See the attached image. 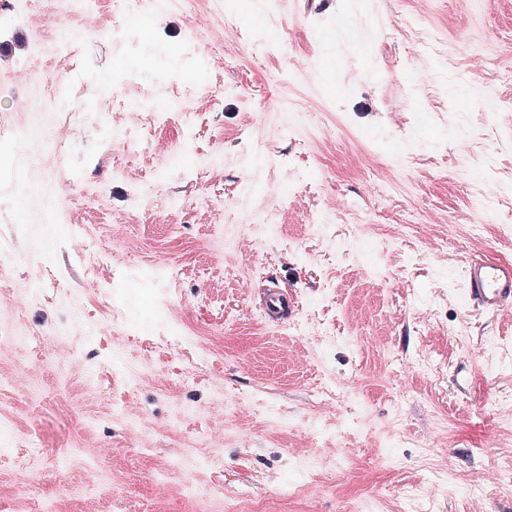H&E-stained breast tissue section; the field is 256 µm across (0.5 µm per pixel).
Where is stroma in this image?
<instances>
[{
	"mask_svg": "<svg viewBox=\"0 0 512 512\" xmlns=\"http://www.w3.org/2000/svg\"><path fill=\"white\" fill-rule=\"evenodd\" d=\"M21 4L0 0V132L55 133V108L16 106L53 76L79 84L72 112L92 111L102 92L161 98L173 82L195 84L196 136L163 127L129 158L119 147L102 154L87 132L76 171L46 158L20 201L0 166V227L18 230L0 259V418L10 447L40 448L31 471L0 467V505L25 512L40 494L55 512H83L54 469L62 450L71 482L109 487L97 512H224L229 493L269 512H403L405 488L429 487L437 467L460 481L431 512H512L492 468L512 438V419L494 409L512 392V360L492 371L482 358L485 340L512 346V310L479 314L464 300L468 259L512 260V177L496 206L463 180L512 167V111L490 115L483 93L512 104L502 79L512 73V0H280L275 16L263 0H199L127 33L113 29L109 0L92 22L62 0H34L17 24ZM350 16L367 23L342 27ZM62 23L86 33L77 57L54 49ZM474 52L493 67L470 73ZM295 55L308 64L292 73ZM154 178L158 192L143 204L131 185ZM204 193L223 197L222 213L192 207ZM74 223L114 265L182 270L166 313L195 331L212 366L191 375L177 351L147 345L154 284L116 287L72 264ZM37 257L68 275L35 302L26 274ZM256 266L262 275H251ZM273 279L292 290L298 315L335 337L268 321L260 295ZM108 291L126 324L102 303ZM117 349L139 385H90L89 366ZM423 349L439 371L413 365ZM327 378L347 385L331 404L313 395ZM234 391L251 400L228 415ZM201 436L223 457L218 471L197 467ZM306 457L322 470H302Z\"/></svg>",
	"mask_w": 512,
	"mask_h": 512,
	"instance_id": "1",
	"label": "stroma"
}]
</instances>
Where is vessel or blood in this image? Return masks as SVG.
Segmentation results:
<instances>
[{
	"label": "vessel or blood",
	"mask_w": 512,
	"mask_h": 512,
	"mask_svg": "<svg viewBox=\"0 0 512 512\" xmlns=\"http://www.w3.org/2000/svg\"><path fill=\"white\" fill-rule=\"evenodd\" d=\"M465 299L473 309L498 314L512 308V263L476 259L465 267ZM262 308L274 322L291 319L296 299L287 289L270 283L263 291Z\"/></svg>",
	"instance_id": "1"
}]
</instances>
